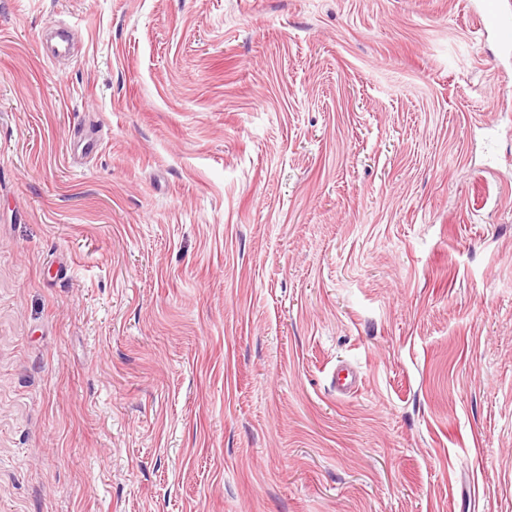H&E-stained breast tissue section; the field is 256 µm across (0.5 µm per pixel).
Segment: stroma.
I'll return each mask as SVG.
<instances>
[{
	"label": "stroma",
	"instance_id": "stroma-1",
	"mask_svg": "<svg viewBox=\"0 0 512 512\" xmlns=\"http://www.w3.org/2000/svg\"><path fill=\"white\" fill-rule=\"evenodd\" d=\"M472 2L0 0V512H512Z\"/></svg>",
	"mask_w": 512,
	"mask_h": 512
}]
</instances>
